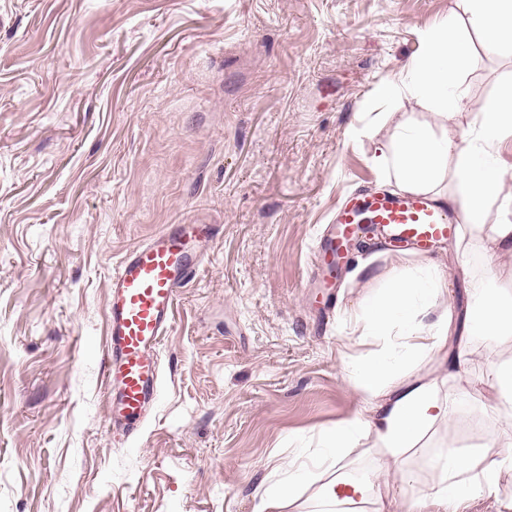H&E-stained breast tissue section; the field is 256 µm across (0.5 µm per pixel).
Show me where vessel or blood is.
I'll list each match as a JSON object with an SVG mask.
<instances>
[{
    "label": "vessel or blood",
    "instance_id": "1",
    "mask_svg": "<svg viewBox=\"0 0 512 512\" xmlns=\"http://www.w3.org/2000/svg\"><path fill=\"white\" fill-rule=\"evenodd\" d=\"M366 229L392 245L425 252L455 239L460 224L425 194L359 192L337 212L323 247L343 254ZM212 239L208 224L160 231L127 253L112 276L105 338L109 410L126 436L139 432L156 397L159 347L172 325L178 290L196 277Z\"/></svg>",
    "mask_w": 512,
    "mask_h": 512
}]
</instances>
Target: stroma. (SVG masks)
<instances>
[{
    "mask_svg": "<svg viewBox=\"0 0 512 512\" xmlns=\"http://www.w3.org/2000/svg\"><path fill=\"white\" fill-rule=\"evenodd\" d=\"M459 0H0V512H314L322 439L360 406L348 365L368 360L355 313L417 256L371 242L374 280L348 253L322 306L316 246L354 192L391 191L372 159L412 117L456 136L512 81L479 37L457 121L372 89L403 71ZM184 222L216 227L179 289L139 434L109 422L104 336L112 273ZM463 249L440 245L444 297L463 307ZM440 383L448 415L403 467L375 438L349 474L383 470L407 502H434L430 459H499L493 361L511 336H467ZM455 512H512V481Z\"/></svg>",
    "mask_w": 512,
    "mask_h": 512,
    "instance_id": "35a3bbf8",
    "label": "stroma"
}]
</instances>
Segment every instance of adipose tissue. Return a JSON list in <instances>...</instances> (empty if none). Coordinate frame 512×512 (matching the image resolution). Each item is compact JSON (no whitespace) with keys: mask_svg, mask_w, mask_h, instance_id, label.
I'll return each instance as SVG.
<instances>
[{"mask_svg":"<svg viewBox=\"0 0 512 512\" xmlns=\"http://www.w3.org/2000/svg\"><path fill=\"white\" fill-rule=\"evenodd\" d=\"M466 23L451 15L437 30L425 33L423 48L400 74L380 81L373 97L384 100L398 93L434 104L441 122L456 118L470 103L459 73L469 58L467 31H474L487 47L512 56V0H461ZM512 136V82L504 84L496 101L481 105L474 124L457 138L437 134L432 126L400 120L393 134L373 157L404 192L422 193L443 207L456 209L470 233H486L487 248L512 254V206L501 201L504 171L499 149ZM471 302L460 321L464 335L512 334V299L503 298L485 269L466 265ZM446 270L424 259L415 271L390 274L387 288L369 297L357 320L362 338L384 339V347L353 374L361 396L359 409L326 435L334 451L317 512H394L396 495L373 477L343 476L344 451L371 435L386 448L393 463L406 449L448 415L438 396L436 378L422 375L406 382L396 374L426 355L457 369L467 364L466 352L448 354V331L454 313L442 302ZM496 385L494 408L502 429L500 461L487 465L482 455L450 450L439 457L437 502H459L483 487L512 479V360L491 367Z\"/></svg>","mask_w":512,"mask_h":512,"instance_id":"obj_1","label":"adipose tissue"}]
</instances>
